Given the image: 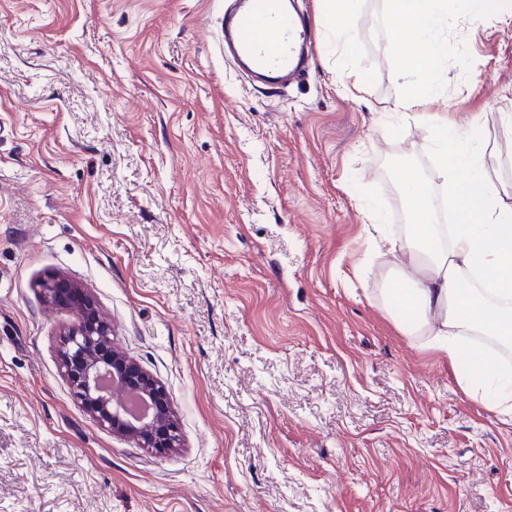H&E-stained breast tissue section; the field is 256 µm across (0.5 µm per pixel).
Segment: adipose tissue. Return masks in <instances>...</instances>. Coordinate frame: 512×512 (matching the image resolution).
Listing matches in <instances>:
<instances>
[{"label": "adipose tissue", "instance_id": "ef3b65f1", "mask_svg": "<svg viewBox=\"0 0 512 512\" xmlns=\"http://www.w3.org/2000/svg\"><path fill=\"white\" fill-rule=\"evenodd\" d=\"M512 0H388V15L400 36L399 75L424 74L428 80L394 106L416 113L435 133L443 194L434 197L413 169L401 173L413 222L406 235L386 227L373 239L377 255H402L397 283L383 304L397 329L421 336L449 363L470 358L459 383L473 398L492 396L494 411L512 418V372L494 349H477L473 335L495 336L512 344V195L502 192L480 164L468 132L447 116L424 112L437 82L436 64L446 47L437 36L447 16L503 12ZM351 0H324L326 32L340 49L357 41L350 19ZM456 215L439 221L440 205Z\"/></svg>", "mask_w": 512, "mask_h": 512}]
</instances>
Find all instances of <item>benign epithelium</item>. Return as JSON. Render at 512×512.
<instances>
[{
	"instance_id": "7a95c632",
	"label": "benign epithelium",
	"mask_w": 512,
	"mask_h": 512,
	"mask_svg": "<svg viewBox=\"0 0 512 512\" xmlns=\"http://www.w3.org/2000/svg\"><path fill=\"white\" fill-rule=\"evenodd\" d=\"M43 299L73 310L64 332L61 369L89 414L112 433L162 454L180 445L179 430L164 386L112 342V330L91 296L62 276L39 282ZM145 399L149 412L131 418L105 379Z\"/></svg>"
}]
</instances>
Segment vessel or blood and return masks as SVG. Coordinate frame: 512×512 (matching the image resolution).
<instances>
[{
  "label": "vessel or blood",
  "mask_w": 512,
  "mask_h": 512,
  "mask_svg": "<svg viewBox=\"0 0 512 512\" xmlns=\"http://www.w3.org/2000/svg\"><path fill=\"white\" fill-rule=\"evenodd\" d=\"M224 39L242 66L271 80L296 72L314 50L309 19H295L288 0H242L224 25Z\"/></svg>",
  "instance_id": "b4317fda"
}]
</instances>
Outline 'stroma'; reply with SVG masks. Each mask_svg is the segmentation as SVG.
Segmentation results:
<instances>
[{
  "label": "stroma",
  "instance_id": "obj_1",
  "mask_svg": "<svg viewBox=\"0 0 512 512\" xmlns=\"http://www.w3.org/2000/svg\"><path fill=\"white\" fill-rule=\"evenodd\" d=\"M232 0H0V512H512V420L401 335L365 212L439 191L385 0L275 90L224 55ZM428 109L512 190V18L448 15ZM356 70L357 86L336 79ZM87 289L165 387L178 448L99 426L59 367Z\"/></svg>",
  "mask_w": 512,
  "mask_h": 512
}]
</instances>
